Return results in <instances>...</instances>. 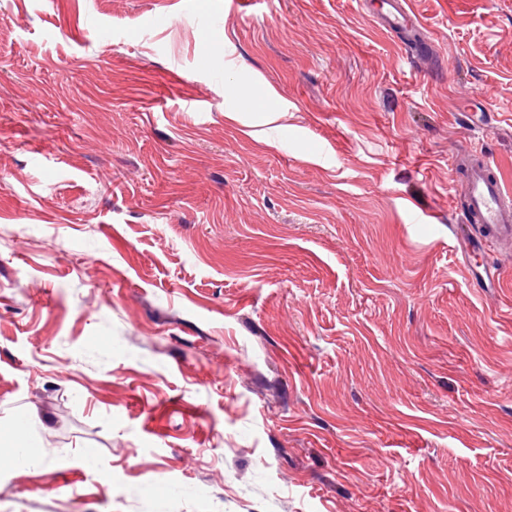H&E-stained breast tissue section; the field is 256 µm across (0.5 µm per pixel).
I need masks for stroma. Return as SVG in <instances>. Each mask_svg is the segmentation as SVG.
Here are the masks:
<instances>
[{
  "label": "stroma",
  "instance_id": "obj_1",
  "mask_svg": "<svg viewBox=\"0 0 512 512\" xmlns=\"http://www.w3.org/2000/svg\"><path fill=\"white\" fill-rule=\"evenodd\" d=\"M361 2L0 0V512H512V0ZM368 2L364 3L366 14L373 19L378 29L386 34L399 37L403 32L420 30L422 27L406 0H384L378 8H375L372 1ZM473 164L465 172L467 197L461 224L451 234L462 247L465 269L479 288H497L502 269L479 262L485 254L497 253L510 260L512 251V191L483 144L469 149Z\"/></svg>",
  "mask_w": 512,
  "mask_h": 512
}]
</instances>
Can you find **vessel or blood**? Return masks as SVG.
Listing matches in <instances>:
<instances>
[{
  "instance_id": "vessel-or-blood-1",
  "label": "vessel or blood",
  "mask_w": 512,
  "mask_h": 512,
  "mask_svg": "<svg viewBox=\"0 0 512 512\" xmlns=\"http://www.w3.org/2000/svg\"><path fill=\"white\" fill-rule=\"evenodd\" d=\"M367 14L379 30L389 35L419 30L421 22L407 0H368ZM473 164L465 172L467 197L461 223L451 233L465 255V269L481 287L499 285L500 267L484 263L486 254L512 256V186L507 185L483 145L469 150Z\"/></svg>"
}]
</instances>
